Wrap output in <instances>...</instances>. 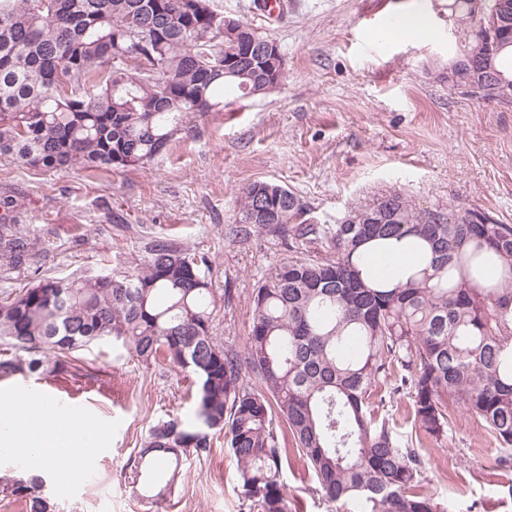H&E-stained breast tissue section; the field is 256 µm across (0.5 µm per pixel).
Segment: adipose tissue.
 <instances>
[{"label":"adipose tissue","mask_w":512,"mask_h":512,"mask_svg":"<svg viewBox=\"0 0 512 512\" xmlns=\"http://www.w3.org/2000/svg\"><path fill=\"white\" fill-rule=\"evenodd\" d=\"M9 405V417L0 424V445L13 449L22 475L43 472L79 482L99 446L95 429L29 392L15 395Z\"/></svg>","instance_id":"ef3b65f1"}]
</instances>
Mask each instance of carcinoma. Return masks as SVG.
Wrapping results in <instances>:
<instances>
[{
    "label": "carcinoma",
    "mask_w": 512,
    "mask_h": 512,
    "mask_svg": "<svg viewBox=\"0 0 512 512\" xmlns=\"http://www.w3.org/2000/svg\"><path fill=\"white\" fill-rule=\"evenodd\" d=\"M474 0H448L465 33L463 52L508 80L454 65L453 76L484 98H512V0H498V44H480L488 17ZM209 0H0V155L35 170L114 171L161 153L193 115L224 111L228 94L259 95L264 69L224 72V60L265 38L241 21L212 27ZM0 201V267H29L32 243L8 223ZM237 234L280 233L310 246L283 258L256 288L244 383L238 352L213 336L214 295L203 261L154 242L133 269L73 280L41 276L0 298V340L26 357L0 373L69 371L72 353L120 341L142 361L163 359L196 375L197 424L154 425L125 477L161 503L183 459L210 453L208 431L225 430L241 497L261 512H290L281 480L274 411L315 473L329 503L360 512H440L418 491L426 463L368 401L412 400L430 437L448 433V400L481 418L512 450V226L473 207L420 208L391 193L334 224L297 221L304 208L287 188L255 181L240 195ZM416 255L396 283L372 276L370 258L392 242ZM56 353L53 364L45 353ZM178 448L173 454L170 449ZM46 482L0 479L27 512H52Z\"/></svg>",
    "instance_id": "cac0c4a2"
}]
</instances>
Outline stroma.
<instances>
[{"instance_id":"stroma-1","label":"stroma","mask_w":512,"mask_h":512,"mask_svg":"<svg viewBox=\"0 0 512 512\" xmlns=\"http://www.w3.org/2000/svg\"><path fill=\"white\" fill-rule=\"evenodd\" d=\"M252 0H211L273 39L287 78L271 92L199 116L149 161L119 172L28 168L0 155V198L16 200L19 230L36 243L39 274L77 278L127 271L163 239L205 257L216 301L213 334L243 349L255 290L288 254L286 237L235 236L239 196L256 180L280 184L308 221L335 223L393 192L417 205L476 206L512 225V107L476 99L449 75L465 36L448 0H283L275 14ZM419 7L427 38L379 39L383 19ZM195 376L144 362L119 342L77 352L70 372L0 377V399L28 391L53 400L101 434L82 481L47 478L55 512H259L243 503L224 436L181 467L162 505L136 492L125 466L160 419L193 420ZM411 399L384 410L427 462V493L442 512H512V462L485 423L449 404L447 438L415 426ZM292 512H330L297 451L282 466Z\"/></svg>"}]
</instances>
